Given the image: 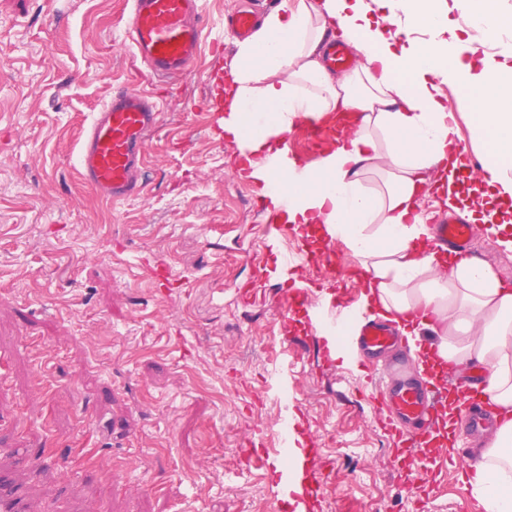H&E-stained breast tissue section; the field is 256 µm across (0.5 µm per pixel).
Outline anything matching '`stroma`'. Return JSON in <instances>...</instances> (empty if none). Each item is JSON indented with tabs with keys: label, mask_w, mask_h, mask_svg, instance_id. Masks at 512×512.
Segmentation results:
<instances>
[{
	"label": "stroma",
	"mask_w": 512,
	"mask_h": 512,
	"mask_svg": "<svg viewBox=\"0 0 512 512\" xmlns=\"http://www.w3.org/2000/svg\"><path fill=\"white\" fill-rule=\"evenodd\" d=\"M242 4L203 0L223 49L160 77L129 48L126 0H0V448L40 468L31 512L75 499L83 512H295L276 474L241 455L252 440L275 454L277 420L294 415L325 463L309 512H463L459 451L477 436L452 428L450 450H427L404 485L366 368L341 348L323 366L299 313L275 323L287 282L321 288L325 254L276 271L235 146L209 133L207 75L236 51L224 14ZM124 86L162 118L144 196L114 207L75 154ZM159 264L185 286H157ZM260 272L266 288L249 294Z\"/></svg>",
	"instance_id": "1"
}]
</instances>
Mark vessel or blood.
Wrapping results in <instances>:
<instances>
[{
    "instance_id": "vessel-or-blood-1",
    "label": "vessel or blood",
    "mask_w": 512,
    "mask_h": 512,
    "mask_svg": "<svg viewBox=\"0 0 512 512\" xmlns=\"http://www.w3.org/2000/svg\"><path fill=\"white\" fill-rule=\"evenodd\" d=\"M281 0H252L251 4L228 13L224 27L235 38L251 36L264 8L279 5ZM125 34L134 56L158 76H174L189 72L204 45L219 48L218 40H206L202 0H129ZM324 61L328 70H345L350 48L344 41L326 44ZM292 132L281 134L273 149L274 166L279 173L300 175L320 159L319 144L324 138L321 121L310 115L294 120ZM161 111L156 101L129 88L112 92L103 107L95 112L77 148V170L98 196L120 205L143 196V159L151 137L159 130ZM241 177L252 179L257 193L255 211L267 231L275 237L287 236L289 227L280 218L291 201L287 189L277 182L256 176L253 167L240 168ZM433 244L441 249L467 252L475 237L473 225L448 215L432 226ZM289 309L305 310L310 334L321 352L323 365L334 366L336 346L357 345L367 365L377 357L389 359L375 392L377 415L387 416L396 442L418 453L432 440V415L437 407V393L411 374L407 356L401 349L395 331L386 324L366 317L362 308L338 303L334 298L313 296L309 290H290ZM318 451H303L302 480L292 484V453L284 451L280 459L268 460L263 450L250 452L248 459L259 466L274 465L279 470L283 487L292 488L295 504L307 503L322 484ZM33 461L14 457L7 466L0 465V512H27L28 476L34 475Z\"/></svg>"
}]
</instances>
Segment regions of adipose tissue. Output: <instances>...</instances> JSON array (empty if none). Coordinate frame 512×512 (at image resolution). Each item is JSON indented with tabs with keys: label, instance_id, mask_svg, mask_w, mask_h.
Masks as SVG:
<instances>
[{
	"label": "adipose tissue",
	"instance_id": "obj_1",
	"mask_svg": "<svg viewBox=\"0 0 512 512\" xmlns=\"http://www.w3.org/2000/svg\"><path fill=\"white\" fill-rule=\"evenodd\" d=\"M452 11L473 36L455 33ZM335 24L360 55L341 75L322 62ZM507 30L512 12L500 0H282L238 44L221 90L225 139L257 161L297 113L329 126L353 118L311 180L282 177L295 198L284 218L345 243L365 305L398 326L420 368L487 370L477 397L494 406L498 426L470 464L478 512H512V289L488 265L430 252L422 200L453 195L464 166L450 88L468 99L491 197L512 199V64L472 60Z\"/></svg>",
	"mask_w": 512,
	"mask_h": 512
}]
</instances>
